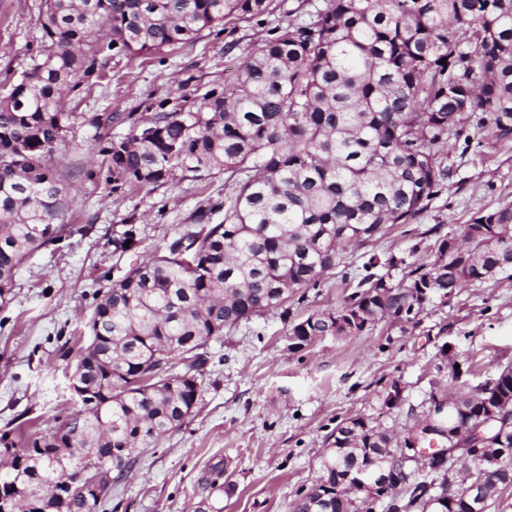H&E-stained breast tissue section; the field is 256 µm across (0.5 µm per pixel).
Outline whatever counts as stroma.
<instances>
[{
	"instance_id": "35a3bbf8",
	"label": "stroma",
	"mask_w": 512,
	"mask_h": 512,
	"mask_svg": "<svg viewBox=\"0 0 512 512\" xmlns=\"http://www.w3.org/2000/svg\"><path fill=\"white\" fill-rule=\"evenodd\" d=\"M41 2L0 0V83L18 78L37 58ZM276 5L273 14L228 22L221 34L205 31L160 54L111 61L89 92L69 100L68 111L130 112L142 120L160 100H193L223 83L273 27L307 19L311 9L309 0ZM437 153L452 176L428 209L347 255L305 302L291 305L290 320L336 307L354 291L364 257L430 263L438 236L512 202V140H497L491 122L466 120ZM69 183L64 221L74 233L28 256L10 302L0 306V432H45L76 410L65 371L76 361L73 338L84 332L97 292L230 190L222 173L197 180L177 175L153 190L118 194L102 179L73 176ZM130 224L138 246L116 251L114 239ZM287 331V322L266 314L210 342L192 413L144 449L125 479L110 482L98 512H288L295 492L318 476L337 422L356 415L386 427L403 422L406 405L427 389L443 343L451 344L463 381L473 387L512 363V279L468 285L447 303L428 305L406 334L381 324L362 336H323L292 351ZM394 379L404 388V405L390 410L382 391Z\"/></svg>"
}]
</instances>
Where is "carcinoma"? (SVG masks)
<instances>
[{
  "instance_id": "obj_1",
  "label": "carcinoma",
  "mask_w": 512,
  "mask_h": 512,
  "mask_svg": "<svg viewBox=\"0 0 512 512\" xmlns=\"http://www.w3.org/2000/svg\"><path fill=\"white\" fill-rule=\"evenodd\" d=\"M274 0H45L42 50L0 90V302L8 303L25 257L62 239L67 187L57 171L60 146L74 144L72 96L94 85L114 58L133 60L194 40L226 21L273 12ZM309 20L275 26L249 49L232 85L214 86L190 106L158 102L145 122L114 139L100 132L101 162L112 192L163 185L181 169L196 177L224 171L234 191L199 207L191 223L130 264L97 301L87 346L70 376L89 391L56 430L11 437L0 484L53 512H97L67 493L65 474L84 456L126 455V475L141 449L181 426L195 407V375L207 345L254 317L305 299L350 248H364L393 226L423 214L451 177L433 148L469 115L487 114L498 138L512 137V0H321ZM224 219L213 223L218 213ZM375 256L355 291L335 308L289 322L291 349L321 336H361L383 322L403 333L420 313L460 288L512 272V203L436 240L434 260L406 272ZM451 346L436 354L434 375L396 432L363 415L330 433L320 475L289 512H489L512 486V467L459 457L439 469L398 457L399 491L352 492L349 472H382L405 439L424 457L457 448L493 417L481 447L512 448V364L474 388L453 387L460 370ZM482 481L476 506L466 487Z\"/></svg>"
}]
</instances>
